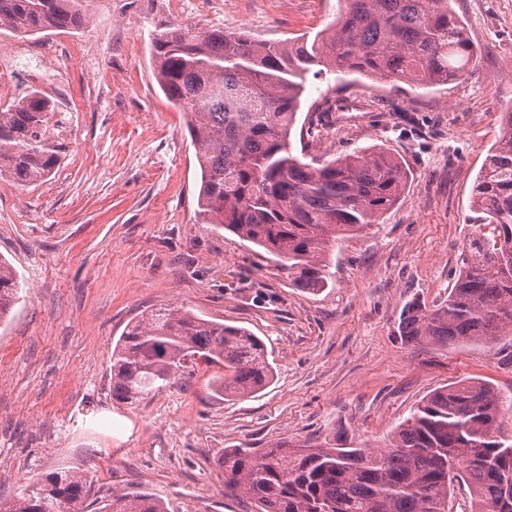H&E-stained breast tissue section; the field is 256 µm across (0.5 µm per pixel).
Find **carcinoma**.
<instances>
[{
  "mask_svg": "<svg viewBox=\"0 0 512 512\" xmlns=\"http://www.w3.org/2000/svg\"><path fill=\"white\" fill-rule=\"evenodd\" d=\"M453 0H338L336 18L313 37L259 41L243 32L176 24L151 44L155 77L187 117L200 171L199 215L280 258L294 284L328 285L336 241L392 210L409 171L385 152L355 151L322 163L294 153L290 133L308 78L356 70L412 86L459 80L477 48ZM85 0H0V27L28 35L77 31ZM48 100L32 91L0 102V177L49 180L63 144L46 128ZM471 237L448 299L410 302L398 336L442 346L512 336V112L478 173ZM21 282L0 260V321ZM217 364L215 391L251 396L273 377L262 341L248 330L161 307L123 331L112 351V398L133 405L172 384L188 365ZM504 398L480 379L434 391L374 448L278 442L229 448L224 489L257 512H452L455 486L470 512H512V443L501 434ZM91 484L61 469L26 487L7 512H87ZM97 512H166L143 491L112 497Z\"/></svg>",
  "mask_w": 512,
  "mask_h": 512,
  "instance_id": "cac0c4a2",
  "label": "carcinoma"
}]
</instances>
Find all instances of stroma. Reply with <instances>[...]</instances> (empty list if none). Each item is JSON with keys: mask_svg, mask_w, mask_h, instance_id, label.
Listing matches in <instances>:
<instances>
[{"mask_svg": "<svg viewBox=\"0 0 512 512\" xmlns=\"http://www.w3.org/2000/svg\"><path fill=\"white\" fill-rule=\"evenodd\" d=\"M479 53L449 85H391L359 73L309 79L294 149L331 159L385 150L410 171L379 223L339 241L326 288H298L273 256L201 223L199 167L186 118L159 89L154 36L173 24L265 40L313 34L338 0H91L67 38L85 56L59 62L41 92L74 126L51 179L0 178V259L22 278L0 322V512L65 468L97 500L131 491L167 512H255L224 492L228 448L277 441L383 445L434 390L476 378L512 397V337L491 344H406L405 305L448 297L474 230L471 190L512 111V0H456ZM243 326L274 368L264 390L221 398L222 367L198 366L130 407L112 398L111 356L127 324L159 307Z\"/></svg>", "mask_w": 512, "mask_h": 512, "instance_id": "35a3bbf8", "label": "stroma"}]
</instances>
